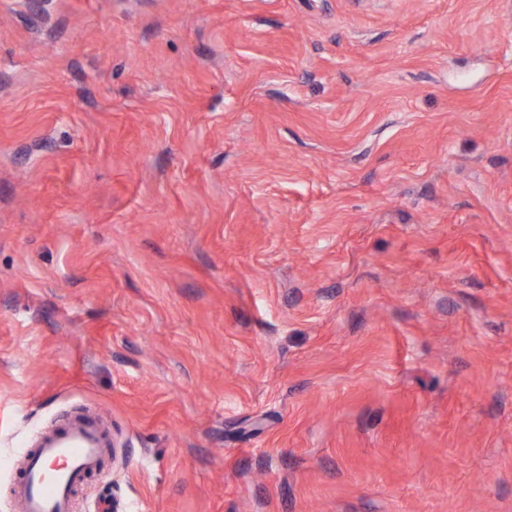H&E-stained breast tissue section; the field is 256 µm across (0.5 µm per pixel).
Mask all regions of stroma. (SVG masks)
Wrapping results in <instances>:
<instances>
[{
    "label": "stroma",
    "mask_w": 512,
    "mask_h": 512,
    "mask_svg": "<svg viewBox=\"0 0 512 512\" xmlns=\"http://www.w3.org/2000/svg\"><path fill=\"white\" fill-rule=\"evenodd\" d=\"M104 415L112 512H512V0H0V512Z\"/></svg>",
    "instance_id": "obj_1"
}]
</instances>
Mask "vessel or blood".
Returning a JSON list of instances; mask_svg holds the SVG:
<instances>
[{
	"label": "vessel or blood",
	"mask_w": 512,
	"mask_h": 512,
	"mask_svg": "<svg viewBox=\"0 0 512 512\" xmlns=\"http://www.w3.org/2000/svg\"><path fill=\"white\" fill-rule=\"evenodd\" d=\"M110 452L105 433L89 417H76L43 436L26 450L14 481L18 512H72L77 489L101 471Z\"/></svg>",
	"instance_id": "vessel-or-blood-1"
}]
</instances>
